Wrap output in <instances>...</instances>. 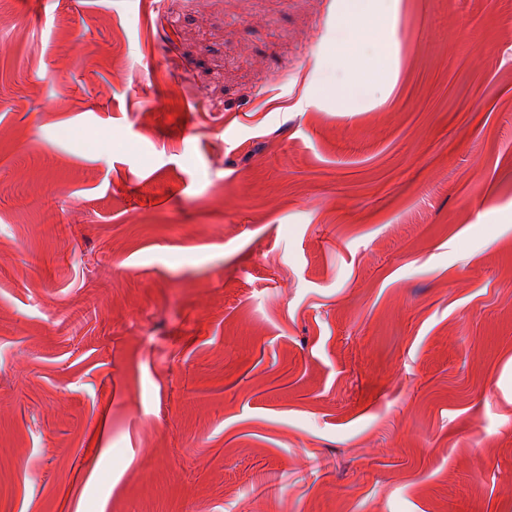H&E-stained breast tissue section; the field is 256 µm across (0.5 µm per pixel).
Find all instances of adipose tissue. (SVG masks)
I'll return each mask as SVG.
<instances>
[{"mask_svg":"<svg viewBox=\"0 0 512 512\" xmlns=\"http://www.w3.org/2000/svg\"><path fill=\"white\" fill-rule=\"evenodd\" d=\"M391 22L390 9H374L371 0H346L337 20L336 42L329 54L336 67L356 71L353 84L328 86V93L339 97L365 95L371 84L389 76V43L386 34Z\"/></svg>","mask_w":512,"mask_h":512,"instance_id":"1","label":"adipose tissue"}]
</instances>
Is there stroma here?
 Returning a JSON list of instances; mask_svg holds the SVG:
<instances>
[{"mask_svg":"<svg viewBox=\"0 0 512 512\" xmlns=\"http://www.w3.org/2000/svg\"><path fill=\"white\" fill-rule=\"evenodd\" d=\"M0 0V512H512V0ZM373 0H347L344 11L337 20L336 43L329 57L336 68L353 67L356 77L353 84H333L326 91L336 97H358L365 95L371 84L389 77V43L386 34L391 22V8L376 10ZM375 45V53L361 60L359 50L366 43Z\"/></svg>","mask_w":512,"mask_h":512,"instance_id":"obj_1","label":"stroma"}]
</instances>
